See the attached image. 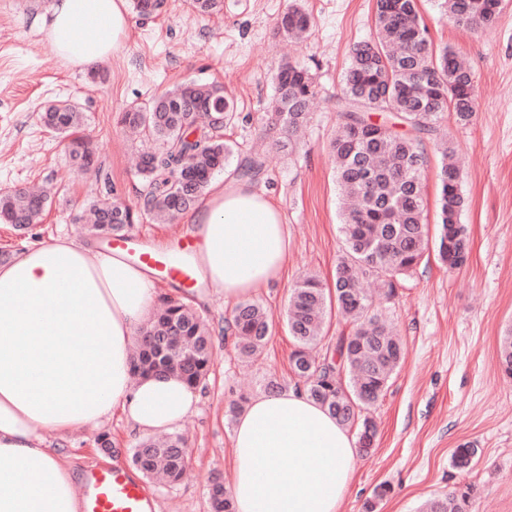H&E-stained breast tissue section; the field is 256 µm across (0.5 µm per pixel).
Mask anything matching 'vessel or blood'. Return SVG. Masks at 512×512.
Masks as SVG:
<instances>
[{
  "label": "vessel or blood",
  "mask_w": 512,
  "mask_h": 512,
  "mask_svg": "<svg viewBox=\"0 0 512 512\" xmlns=\"http://www.w3.org/2000/svg\"><path fill=\"white\" fill-rule=\"evenodd\" d=\"M113 254L135 255L137 263L160 270L165 278L194 284V239L185 238L170 249L159 251L132 236H115L108 242ZM80 512H154V500L141 479L122 466L94 467L76 489Z\"/></svg>",
  "instance_id": "b4317fda"
}]
</instances>
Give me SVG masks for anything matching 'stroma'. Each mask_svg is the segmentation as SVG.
Returning a JSON list of instances; mask_svg holds the SVG:
<instances>
[{"label":"stroma","instance_id":"obj_1","mask_svg":"<svg viewBox=\"0 0 512 512\" xmlns=\"http://www.w3.org/2000/svg\"><path fill=\"white\" fill-rule=\"evenodd\" d=\"M290 1L224 0L220 14L203 18L188 0H166L159 15L131 16L121 57L79 70L65 66L23 20L49 0H0V192L35 184L56 190L40 223L25 230L0 224V253L14 258L58 235L94 244L75 219L79 208L113 189L133 204L144 190L137 164L146 141L118 125L119 112L190 81L222 85L234 104L224 130L232 147L224 177L234 176L245 157L260 155L262 171L249 186L279 207L287 226L280 278L251 295L274 322L257 360L240 359L224 338L235 302L207 284L154 285L158 299L192 306L214 341L211 372L195 390L197 408L176 428L187 441V475L174 485L146 483L156 512H208L212 478L232 484L229 406L243 395H263L269 379L291 382L290 290L308 273L332 284L343 246L329 148L338 123L335 96L352 47L374 32L375 0H294L311 17L299 39L277 30ZM418 7L435 46L458 51L475 77L471 122L459 123L451 112L440 122L461 173L470 256L465 267L451 270L428 250L389 299L373 280L364 281L381 318L402 337L404 353L369 412L375 443L357 458L341 512H366L382 484L390 492L375 512H421L428 499L468 485L477 489L468 512H512V376L499 356L500 337L512 326V0H502L494 27L477 31L453 24L438 0H418ZM284 63L305 66L316 81L305 134L290 149L278 146L281 132L269 115L273 75ZM59 100L83 114L79 133L93 142V173L75 169L62 137L41 120ZM104 433L112 442L108 453L97 442ZM143 438L116 408L109 420L48 443L79 480L98 464L129 466ZM463 444L475 457L459 469L451 455Z\"/></svg>","mask_w":512,"mask_h":512}]
</instances>
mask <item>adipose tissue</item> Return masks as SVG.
Returning a JSON list of instances; mask_svg holds the SVG:
<instances>
[{
  "label": "adipose tissue",
  "mask_w": 512,
  "mask_h": 512,
  "mask_svg": "<svg viewBox=\"0 0 512 512\" xmlns=\"http://www.w3.org/2000/svg\"><path fill=\"white\" fill-rule=\"evenodd\" d=\"M55 55L88 69L120 55L128 0H51L28 15ZM203 276L225 299L279 277L288 231L263 194L226 180L191 213ZM158 302L148 267L57 237L0 262V512H78L71 467L45 433L121 408L134 428L170 430L193 412L173 376H137L132 345ZM236 512H340L353 438L306 394L250 400L232 435Z\"/></svg>",
  "instance_id": "ef3b65f1"
}]
</instances>
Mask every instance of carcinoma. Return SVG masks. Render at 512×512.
<instances>
[{
    "label": "carcinoma",
    "instance_id": "carcinoma-1",
    "mask_svg": "<svg viewBox=\"0 0 512 512\" xmlns=\"http://www.w3.org/2000/svg\"><path fill=\"white\" fill-rule=\"evenodd\" d=\"M495 0H443L442 8L459 27L490 28L498 16H488ZM309 16L292 4L278 24L291 34L305 30ZM376 34L352 50L336 96L338 127L331 140L336 158V182L343 200L341 231L345 247L335 270L334 294L321 281L305 277L291 289L286 320L296 347L292 369L305 392L342 425L361 422L363 410L374 405L398 366L401 342L392 336L362 287V278L378 282L383 293L395 295L400 279L422 260L428 246L424 221L423 173L427 164L424 141L435 131L443 112L452 111L462 123L474 115L475 85L470 68L451 47L435 48L417 0H376ZM277 96L272 119L288 136L303 126L314 82L308 71L285 63L276 74ZM234 109L213 84L192 83L167 90L147 105H132L121 122L141 129L156 146L141 157L139 174L146 192L136 207L155 219L172 222L193 209L215 173L232 154L224 142V125ZM390 112L396 125L372 120ZM45 122L70 138L69 155L80 171L94 170L95 157L77 135L80 115L72 107L50 106ZM258 156L237 167L242 180L261 172ZM440 261L460 269L469 260V240L461 224L464 197L457 169L442 162L439 191ZM48 196L22 190L0 195V223L25 229L41 221ZM90 230L101 238L122 235L132 224V207L117 194L89 205ZM352 318L353 330L336 337L334 353L317 360L311 346L321 332L332 306ZM224 333L234 338L240 356L260 354L272 333V323L256 302L239 304L226 321ZM212 336L205 321L191 307L170 302L139 331L133 359L136 373H164L195 387L212 367ZM505 372L512 374V327L499 344ZM339 361H334V354ZM475 449L461 445L453 464L467 468ZM186 449L178 435L164 442L145 440L134 450L133 462L143 473H163L177 481L185 473ZM473 486L450 491L426 504L425 512H467ZM211 512H235L231 496L220 484L209 493Z\"/></svg>",
    "mask_w": 512,
    "mask_h": 512
}]
</instances>
